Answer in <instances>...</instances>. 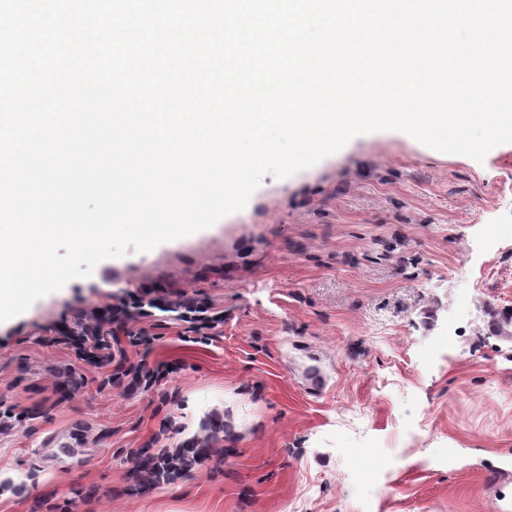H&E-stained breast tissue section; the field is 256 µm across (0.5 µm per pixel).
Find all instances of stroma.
Masks as SVG:
<instances>
[{
    "mask_svg": "<svg viewBox=\"0 0 512 512\" xmlns=\"http://www.w3.org/2000/svg\"><path fill=\"white\" fill-rule=\"evenodd\" d=\"M147 287L207 298L224 326L206 345L161 328L165 387L99 390L49 339ZM0 402L28 412L0 435V512H512V143L478 162L374 131L265 176L213 227L0 322ZM214 412L217 457L137 484L128 449Z\"/></svg>",
    "mask_w": 512,
    "mask_h": 512,
    "instance_id": "35a3bbf8",
    "label": "stroma"
}]
</instances>
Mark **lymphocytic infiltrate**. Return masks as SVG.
Masks as SVG:
<instances>
[{
	"label": "lymphocytic infiltrate",
	"instance_id": "obj_1",
	"mask_svg": "<svg viewBox=\"0 0 512 512\" xmlns=\"http://www.w3.org/2000/svg\"><path fill=\"white\" fill-rule=\"evenodd\" d=\"M180 325L183 341L208 343L224 324V312L205 298H173L145 289L138 294L109 296L105 301L74 315L59 329L56 344L66 346L79 364L93 368L102 388L149 390L166 379L167 362L151 359L154 328L162 319ZM133 469L147 485L171 484L201 465L199 452L176 445L160 449L152 462L140 451L129 453Z\"/></svg>",
	"mask_w": 512,
	"mask_h": 512
}]
</instances>
